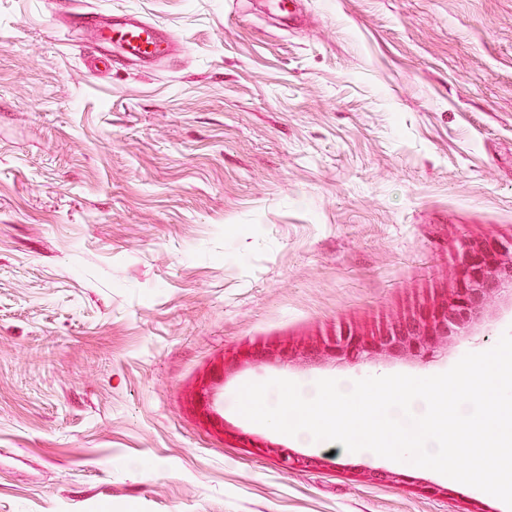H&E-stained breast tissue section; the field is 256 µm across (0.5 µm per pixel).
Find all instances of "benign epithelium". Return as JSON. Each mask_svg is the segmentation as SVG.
<instances>
[{
  "label": "benign epithelium",
  "instance_id": "benign-epithelium-1",
  "mask_svg": "<svg viewBox=\"0 0 512 512\" xmlns=\"http://www.w3.org/2000/svg\"><path fill=\"white\" fill-rule=\"evenodd\" d=\"M461 278L451 298L432 310L389 328L371 340L342 336L333 351L343 362H363L381 353L406 351L420 360L434 356L438 345L465 335L470 324L496 296L512 297V245L464 244Z\"/></svg>",
  "mask_w": 512,
  "mask_h": 512
}]
</instances>
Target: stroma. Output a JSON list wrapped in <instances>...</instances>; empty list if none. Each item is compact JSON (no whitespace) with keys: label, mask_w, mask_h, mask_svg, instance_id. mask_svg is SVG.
Wrapping results in <instances>:
<instances>
[{"label":"stroma","mask_w":512,"mask_h":512,"mask_svg":"<svg viewBox=\"0 0 512 512\" xmlns=\"http://www.w3.org/2000/svg\"><path fill=\"white\" fill-rule=\"evenodd\" d=\"M66 2L0 0V512H512L236 410L248 382L431 376L512 329L504 296L430 362L328 351L448 299L463 243L512 241V0ZM85 10L177 46L101 55Z\"/></svg>","instance_id":"1"}]
</instances>
